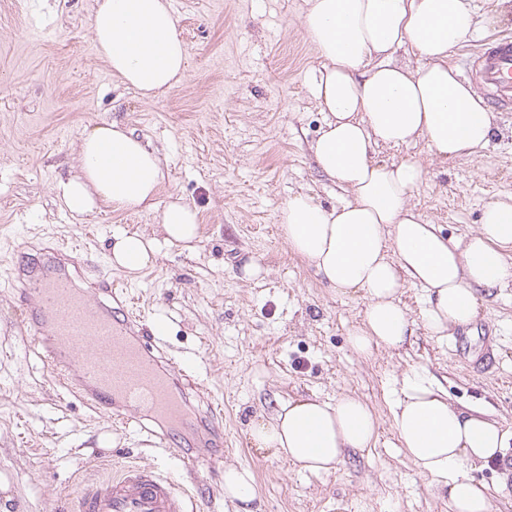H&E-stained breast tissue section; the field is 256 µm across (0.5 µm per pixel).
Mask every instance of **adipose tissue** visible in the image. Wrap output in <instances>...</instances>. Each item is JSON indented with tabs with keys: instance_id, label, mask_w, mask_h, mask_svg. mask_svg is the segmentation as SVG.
<instances>
[{
	"instance_id": "adipose-tissue-1",
	"label": "adipose tissue",
	"mask_w": 512,
	"mask_h": 512,
	"mask_svg": "<svg viewBox=\"0 0 512 512\" xmlns=\"http://www.w3.org/2000/svg\"><path fill=\"white\" fill-rule=\"evenodd\" d=\"M470 0H306L302 26L324 60L314 96L326 114L312 146L316 164L348 198L325 209L307 194L288 197L279 229L289 249L311 265L328 287L362 292L367 306L349 335L363 357L411 339V321L398 293L404 284L424 293L429 335L473 323L483 291L512 286V203L485 205L478 229L459 240L440 235L407 203L422 181L413 160L381 164L379 144L423 140L448 159L488 147L494 115L472 86L449 67L448 56L476 28ZM96 53L122 84L151 99L178 85L187 48L169 0H96L90 21ZM410 47L424 60L410 68L393 55ZM165 172L158 150L119 122L85 131L75 172L54 187L72 216L100 207L158 211L160 238L121 232L113 237V267L137 273L155 262L159 244L191 248L199 216L182 199L157 206ZM399 444L417 472L448 490L451 512H490L496 491L462 472L464 464L495 466L512 445V432L479 410L451 405L424 371L401 379L390 403ZM379 421L354 395L335 401L291 399L251 426L256 448L310 472L331 471L348 453L372 447Z\"/></svg>"
}]
</instances>
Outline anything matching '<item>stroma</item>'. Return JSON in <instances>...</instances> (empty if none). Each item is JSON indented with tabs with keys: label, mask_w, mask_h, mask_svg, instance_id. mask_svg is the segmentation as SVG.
I'll return each instance as SVG.
<instances>
[{
	"label": "stroma",
	"mask_w": 512,
	"mask_h": 512,
	"mask_svg": "<svg viewBox=\"0 0 512 512\" xmlns=\"http://www.w3.org/2000/svg\"><path fill=\"white\" fill-rule=\"evenodd\" d=\"M94 0H0V512H72L88 478L115 463H152L141 437L59 384L18 327L8 282L17 260L49 262L59 240L87 260L78 283L110 271L112 235L152 233L156 212L106 208L75 219L53 187L72 173L85 127L117 120L159 149L157 203L196 208L195 250L161 246L128 279L137 310L168 324L163 349L223 409L224 461L198 489L199 512H238L224 469L251 472L249 512H449L446 489L417 473L399 446L389 402L403 374L426 369L451 403L487 411L512 431V287L492 289L476 323L438 340L421 320L423 292H399L417 341L364 358L348 336L359 292L327 288L279 235L278 214L305 192L324 207L345 194L317 169L311 145L325 114L313 94L322 60L302 27L304 0H170L187 46L185 79L150 100L112 77L90 30ZM479 30L512 32V0H473ZM473 155L443 159L424 142L382 146L376 160L412 158L425 171L409 203L444 236L475 231L484 206L512 201V112ZM262 273L240 279L244 262ZM365 399L379 417L374 447L314 474L255 448L250 427L297 397Z\"/></svg>",
	"instance_id": "obj_1"
}]
</instances>
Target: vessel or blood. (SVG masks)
Returning <instances> with one entry per match:
<instances>
[{
	"instance_id": "1",
	"label": "vessel or blood",
	"mask_w": 512,
	"mask_h": 512,
	"mask_svg": "<svg viewBox=\"0 0 512 512\" xmlns=\"http://www.w3.org/2000/svg\"><path fill=\"white\" fill-rule=\"evenodd\" d=\"M469 74L491 94L498 110L512 111V35L479 44L468 57ZM21 306V335L29 337L61 372L74 373L95 408L111 412L123 428L134 429L161 456L177 460L205 480L222 465L217 448L223 432L214 429V404L199 406L197 391L177 358L160 345L162 326L145 322L125 289L102 274L86 288H74L55 267L32 271L18 265L9 273ZM204 433L188 448L173 427ZM73 512H197L189 486L165 475L158 465L133 461L118 475L92 481Z\"/></svg>"
}]
</instances>
